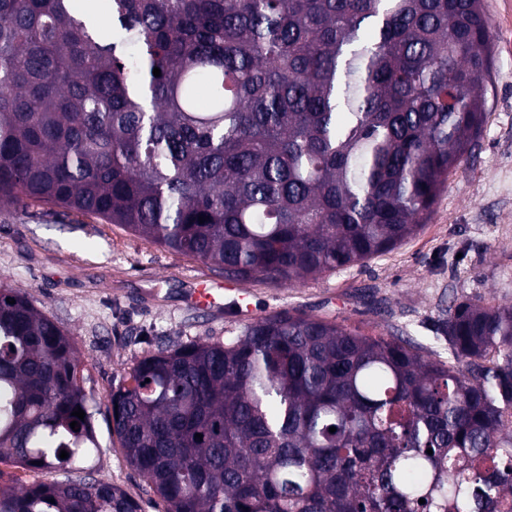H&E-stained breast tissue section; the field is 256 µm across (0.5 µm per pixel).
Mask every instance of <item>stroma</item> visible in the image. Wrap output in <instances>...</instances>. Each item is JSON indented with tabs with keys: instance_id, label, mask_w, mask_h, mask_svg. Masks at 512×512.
<instances>
[{
	"instance_id": "35a3bbf8",
	"label": "stroma",
	"mask_w": 512,
	"mask_h": 512,
	"mask_svg": "<svg viewBox=\"0 0 512 512\" xmlns=\"http://www.w3.org/2000/svg\"><path fill=\"white\" fill-rule=\"evenodd\" d=\"M491 31L486 119L478 142L436 199L426 224L395 249L297 285L238 281L218 269L65 208L0 205V276L75 342L82 385L97 402L158 348L224 342L282 311L370 336H401L447 360L438 328L453 300L512 303V0H483ZM222 282L224 302L199 310L197 280ZM96 475L139 512H163L127 462L106 412L95 416Z\"/></svg>"
}]
</instances>
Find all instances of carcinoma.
I'll list each match as a JSON object with an SVG mask.
<instances>
[{
    "mask_svg": "<svg viewBox=\"0 0 512 512\" xmlns=\"http://www.w3.org/2000/svg\"><path fill=\"white\" fill-rule=\"evenodd\" d=\"M88 2L0 0V204L301 283L416 234L482 132V0ZM442 332L446 362L289 312L165 346L112 392V429L164 512L509 510L512 304L456 302ZM81 372L0 277V464L56 473L0 470V512H137L93 476Z\"/></svg>",
    "mask_w": 512,
    "mask_h": 512,
    "instance_id": "obj_1",
    "label": "carcinoma"
}]
</instances>
